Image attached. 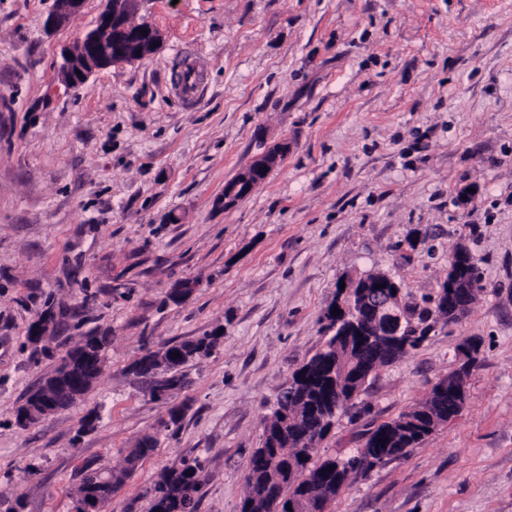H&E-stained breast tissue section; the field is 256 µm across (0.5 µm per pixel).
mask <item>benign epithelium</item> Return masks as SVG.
Instances as JSON below:
<instances>
[{
  "instance_id": "7a95c632",
  "label": "benign epithelium",
  "mask_w": 512,
  "mask_h": 512,
  "mask_svg": "<svg viewBox=\"0 0 512 512\" xmlns=\"http://www.w3.org/2000/svg\"><path fill=\"white\" fill-rule=\"evenodd\" d=\"M141 0H104L96 26L81 34L72 45L61 49L62 62L59 77L69 86L80 85L92 75L106 68L130 62L142 61L153 56L158 48L154 43L161 41V35L150 24H131L128 19L137 14ZM82 0H52L45 30L51 32L63 25L76 14ZM290 144L284 139L264 151L241 172L238 180L224 185V208L234 206L241 197L249 194L269 173L288 155ZM458 263L448 267V289L454 298L449 316L464 314L477 301L479 291L477 264L469 250L461 245L457 250ZM347 325L338 321L332 330L342 329L343 334H359L371 337L375 349L387 355L390 348L400 343L402 337L409 335L406 300L403 289L394 286V290H371L363 286L359 290L358 302L348 305L341 303ZM469 377L461 368L448 373V381L443 387L450 388L460 406L467 401ZM66 392L52 398L49 406L42 411L23 414L18 423L24 428L41 421L48 414L63 411L62 403Z\"/></svg>"
}]
</instances>
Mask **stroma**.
I'll return each mask as SVG.
<instances>
[{
	"label": "stroma",
	"instance_id": "stroma-1",
	"mask_svg": "<svg viewBox=\"0 0 512 512\" xmlns=\"http://www.w3.org/2000/svg\"><path fill=\"white\" fill-rule=\"evenodd\" d=\"M50 5L0 0V512H74L84 465L122 470L147 434L112 512H148L158 474L194 458L197 512H239L263 421L339 284L382 271L430 310L460 244L484 286L469 315L372 377L319 453L354 455L471 339L482 366L457 419L357 473L332 510L512 512V0H142L159 51L75 89L60 51L103 2L49 34ZM187 46L205 86L192 106L172 92ZM283 138L288 157L224 208L225 183ZM47 311L62 330L33 347ZM212 331L188 386L152 398L136 360ZM90 334L111 339L91 391L14 426Z\"/></svg>",
	"mask_w": 512,
	"mask_h": 512
}]
</instances>
